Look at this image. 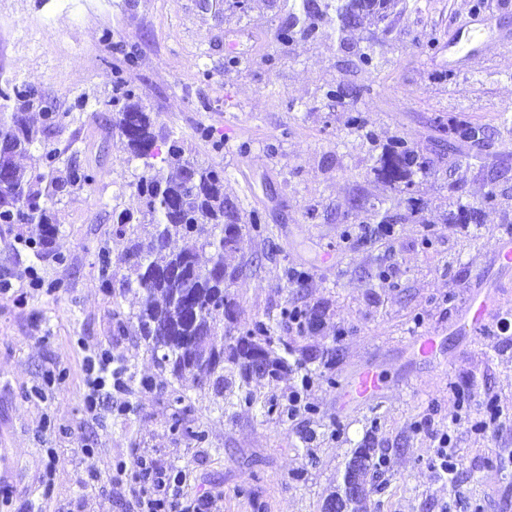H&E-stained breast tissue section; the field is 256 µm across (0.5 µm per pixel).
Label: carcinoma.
I'll list each match as a JSON object with an SVG mask.
<instances>
[{
    "mask_svg": "<svg viewBox=\"0 0 512 512\" xmlns=\"http://www.w3.org/2000/svg\"><path fill=\"white\" fill-rule=\"evenodd\" d=\"M407 0H292L286 4L285 22L276 29V39L289 44L298 36L319 40L337 31L354 28L363 21L383 23L400 13ZM358 65L377 67L375 41L353 51ZM117 91L124 106L113 113L112 129L123 140L130 155L142 161L143 170L133 183L141 207L135 213L123 210L117 215L116 232L129 224L149 222L156 226L148 244L130 241L113 260L110 253L100 254L102 284L112 287L120 268L129 275L122 283L136 285L139 310L133 318L117 319V332L136 328L147 342L159 367L170 368L184 389L204 388L211 384L218 394L230 391L238 404L255 406L258 398L250 382L262 379L275 387L293 369H303L317 360L327 362L336 356L335 346H296L275 334L269 322L258 320L238 334L232 327L218 332L217 319L232 323L237 302L228 288L236 268L227 258L237 251L242 225L261 222L258 213L247 217L224 196V169L199 162L193 148L172 132L156 130L150 112L138 100L134 90L120 85ZM0 98L15 100L13 111L0 113V141L11 147L0 151V169L10 181L0 185V219L26 225L38 237V244L51 243L55 227L48 212L55 191L64 184L90 185L96 174L77 165L59 166L54 151H45L34 167L27 170L16 158L29 152L36 132L30 124L28 109L40 100L38 91L15 86L12 93L0 89ZM492 131L481 124L463 120L448 121V165L473 157L483 159L490 147ZM167 146L163 150L160 145ZM432 160L413 142L398 138L372 168L375 177L395 188L410 186L412 176L430 169ZM477 221L476 208L456 201L449 220ZM182 238L188 246L174 250L171 241ZM210 250L206 262L200 254ZM178 267L176 277L165 271ZM305 327L303 336L323 324L324 311L305 308L298 311ZM384 459L367 443L353 449L345 464L341 483L324 501L323 509L335 505V512H368L370 494L384 490Z\"/></svg>",
    "mask_w": 512,
    "mask_h": 512,
    "instance_id": "1",
    "label": "carcinoma"
}]
</instances>
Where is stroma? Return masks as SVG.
Instances as JSON below:
<instances>
[{"label": "stroma", "mask_w": 512, "mask_h": 512, "mask_svg": "<svg viewBox=\"0 0 512 512\" xmlns=\"http://www.w3.org/2000/svg\"><path fill=\"white\" fill-rule=\"evenodd\" d=\"M476 12L495 13L500 24L463 67L452 66L448 41L467 39ZM286 14L283 0H255L244 18L224 0H0V88H36L62 117L49 127L31 112L37 136L21 165L52 150L61 163L97 172L94 184L56 194L46 251L0 224V280L10 283L0 291V512H140L117 473L139 456L178 477L182 504L206 512H321L365 440L388 462L389 486L372 494L371 512H512V467L497 466L512 454V336L475 335L461 320L481 283L498 289L494 318L512 316V270L491 262L492 234L512 225V204L482 208L477 224L445 220L449 199L482 207L490 187L512 194V168L493 184L480 161L439 162L404 191L372 172L397 136L446 153L452 117L493 129L491 157L512 164V0H411L387 26L283 45L275 32ZM371 36L380 65L355 67L352 45ZM120 81L158 127L200 162L223 167L224 192L242 215L261 217L243 227L231 260L236 328L268 320L287 338L284 307L327 305L321 330L304 339L336 345L324 378L311 364L276 389L252 385L259 398L282 400L302 374L314 375L296 415L228 409L209 389L186 403L185 422L204 441L183 438L171 429L176 380L140 336L117 333L114 307L136 311L139 297L102 287L99 251L118 256L153 230L115 232L117 214L139 206L133 184L142 171L112 129ZM340 83L365 87L354 107L373 140L327 97ZM203 125L223 140L221 151L200 139ZM388 213L402 217L390 241L354 237ZM293 271L304 273L301 287H289ZM35 275L42 287H31ZM426 331L438 336L431 358L415 346ZM104 351L152 387L106 386L90 411L87 365ZM367 369L383 372L386 390L372 404H344L348 384ZM458 388L494 398L500 417L482 434L459 430L449 483L428 466L431 436L412 424L445 429Z\"/></svg>", "instance_id": "obj_1"}]
</instances>
